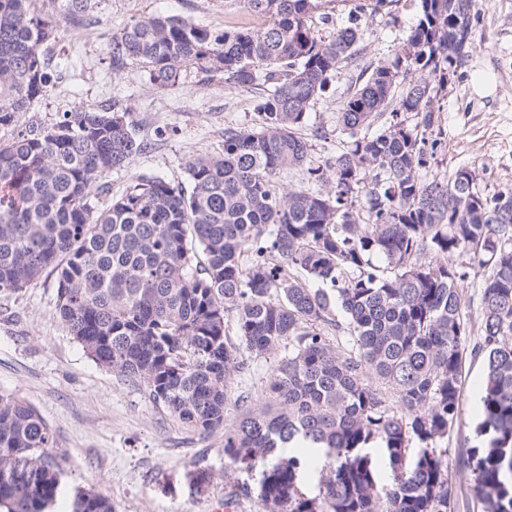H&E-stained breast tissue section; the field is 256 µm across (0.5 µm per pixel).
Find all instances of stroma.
Wrapping results in <instances>:
<instances>
[{
    "label": "stroma",
    "instance_id": "obj_1",
    "mask_svg": "<svg viewBox=\"0 0 512 512\" xmlns=\"http://www.w3.org/2000/svg\"><path fill=\"white\" fill-rule=\"evenodd\" d=\"M472 9L478 22L469 58L434 102L443 146L432 169L445 177L469 166L480 189L512 193V0H472ZM155 14L219 30L263 24L239 0H97L85 27L60 25L50 44L60 66L57 92L25 118L50 124L77 108L93 111L115 100L128 106V120L148 149L125 171L108 177L113 197L140 175L187 183L186 162L221 154L225 126H260L256 90L225 83L222 75L189 68L178 86L161 90L139 63L113 69L110 36ZM418 18L419 0H397L388 14L365 12L363 64L394 56ZM349 80L348 71L339 72L310 110V124L325 131L312 142L313 156L335 155L342 141L336 114ZM55 303V278L47 273L22 291L0 292V393L26 401L49 424L56 439L51 454L65 488L103 494L113 512H215L228 499L233 512H262L261 475L225 464L223 430L203 434L187 427L145 387L99 367L59 320ZM482 374L481 362L465 363L462 415L437 444L450 461L455 512H478L472 473L455 460L479 441ZM196 471L209 473V483L193 486Z\"/></svg>",
    "mask_w": 512,
    "mask_h": 512
}]
</instances>
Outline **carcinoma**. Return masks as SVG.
Instances as JSON below:
<instances>
[{
	"mask_svg": "<svg viewBox=\"0 0 512 512\" xmlns=\"http://www.w3.org/2000/svg\"><path fill=\"white\" fill-rule=\"evenodd\" d=\"M240 2L266 23L150 16L109 49L159 89L187 67L260 89V127H224L223 153L187 161L188 188L139 176L103 203L106 177L147 148L128 110L23 120L55 91L57 26H82L94 3L0 0V291L54 274L56 313L93 361L181 423L224 430L225 460L260 469L263 512H454L436 443L459 419L463 364L479 359L484 440L462 463L480 512H512V193L480 191L468 167L429 171L433 100L467 57L471 0H419L398 53L368 66L362 0L327 36L335 0ZM343 68L355 73L336 115L346 140L315 159L308 137L323 131L309 111ZM417 70L433 79L408 78ZM285 169L301 173L297 187L277 188ZM457 252L469 266L449 263ZM282 347L264 399L231 398L232 376ZM54 443L31 405L0 394L1 509L53 512ZM309 457L322 462L315 496L302 487ZM72 512L112 505L76 487Z\"/></svg>",
	"mask_w": 512,
	"mask_h": 512,
	"instance_id": "cac0c4a2",
	"label": "carcinoma"
}]
</instances>
